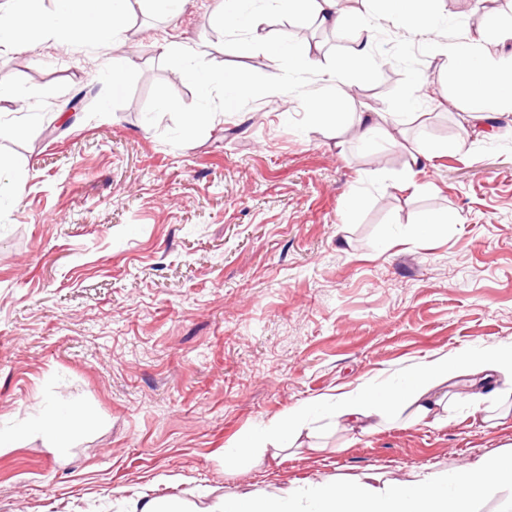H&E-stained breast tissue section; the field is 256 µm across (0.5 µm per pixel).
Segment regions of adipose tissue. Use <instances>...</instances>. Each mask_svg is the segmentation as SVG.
<instances>
[{
    "label": "adipose tissue",
    "mask_w": 512,
    "mask_h": 512,
    "mask_svg": "<svg viewBox=\"0 0 512 512\" xmlns=\"http://www.w3.org/2000/svg\"><path fill=\"white\" fill-rule=\"evenodd\" d=\"M268 2V10L252 15L247 35L238 43L240 52L264 47L274 56H281L283 46L269 42L265 34L270 19L279 13L304 16L318 26L352 29L361 35L371 28L370 21L349 11L342 0ZM386 2L383 17L389 24L403 21L414 35L430 34V0ZM104 28L117 36L125 29L124 14L108 11L105 0H65V8L58 15L0 6V47L4 49L16 45V34L22 30L38 31L47 37L61 32L70 44L82 45L93 42ZM368 49L369 42L362 37L344 63L321 70L328 93L307 100L306 110L311 116L337 128L344 125L350 117L345 110L349 90L367 75ZM437 51L445 57L448 76L458 93L473 103L468 113L472 126H479L494 113L512 111V53L498 52L493 42L482 37L467 43L441 42ZM503 379L512 381V348H490L477 355L463 352L434 358L419 367L406 386L389 394H343L330 397L329 402L338 421L365 430L372 428L374 420L402 409L408 410L415 422L432 425L446 406L438 387L448 385L470 395ZM495 484L512 487V458L479 457L459 468L447 485L434 473L379 487L364 481L341 489L326 481L303 493L226 497L213 502L205 512H477L478 502Z\"/></svg>",
    "instance_id": "ef3b65f1"
}]
</instances>
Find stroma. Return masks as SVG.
I'll return each mask as SVG.
<instances>
[{
    "mask_svg": "<svg viewBox=\"0 0 512 512\" xmlns=\"http://www.w3.org/2000/svg\"><path fill=\"white\" fill-rule=\"evenodd\" d=\"M486 3L435 0L434 38L493 35L512 0ZM349 6L377 19L351 109L388 111L392 147L304 109L355 33L312 31L304 68L243 55L221 0L175 14L144 0L124 40L76 50L34 34L0 52L12 81L0 118L24 129L0 136L15 163L0 182L21 183L20 198L0 193V433L12 439L0 512H132L149 499L204 512L244 489L347 487L370 471L408 481L512 452L508 397L489 396L483 419L452 396L436 424L401 413L368 433L322 403L387 391L438 356L512 347V112L491 134L470 131L446 62L381 24L379 0ZM159 35L193 48L181 71ZM200 70L216 77L204 100ZM231 72L245 95L226 92ZM280 78L286 108L268 95ZM418 86L424 98L410 99ZM193 109L212 117L190 125ZM432 212L446 223L427 225ZM50 404L72 409L63 455L52 429L28 427ZM304 405L303 448L226 460Z\"/></svg>",
    "mask_w": 512,
    "mask_h": 512,
    "instance_id": "35a3bbf8",
    "label": "stroma"
}]
</instances>
